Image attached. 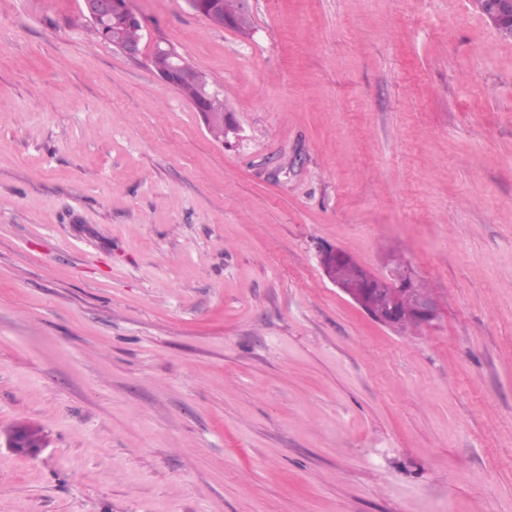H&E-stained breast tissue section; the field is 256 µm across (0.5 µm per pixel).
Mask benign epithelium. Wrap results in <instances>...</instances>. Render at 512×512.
I'll return each mask as SVG.
<instances>
[{
	"instance_id": "benign-epithelium-1",
	"label": "benign epithelium",
	"mask_w": 512,
	"mask_h": 512,
	"mask_svg": "<svg viewBox=\"0 0 512 512\" xmlns=\"http://www.w3.org/2000/svg\"><path fill=\"white\" fill-rule=\"evenodd\" d=\"M476 2L482 14L495 29H512V0H476ZM83 9L90 21L95 24L109 17L116 25L142 23L141 17L135 11L123 7L120 0H83ZM112 46L131 58H136L142 53L141 43L128 42L118 35L113 37ZM154 53L172 61L171 68L160 72L159 77L173 88L177 89L185 83L196 82L197 70L173 46L157 42L154 45ZM338 261L351 262L357 275L367 283L368 288L365 294L368 302L379 304V307L370 314L375 321L394 328L398 326L402 318L407 316L413 317L425 325L431 324L437 318L438 304L436 298L431 294L414 296L410 308L405 312L398 308L394 296L401 289L408 287L406 279L396 278L390 281L380 278L349 254L335 247H328L323 251L320 264L325 270L327 266Z\"/></svg>"
}]
</instances>
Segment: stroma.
Masks as SVG:
<instances>
[{"mask_svg":"<svg viewBox=\"0 0 512 512\" xmlns=\"http://www.w3.org/2000/svg\"><path fill=\"white\" fill-rule=\"evenodd\" d=\"M131 3L136 58L0 0V512H512V40L474 0ZM329 246L437 319L377 323ZM241 13H248L247 0L241 1ZM215 19L221 26H228L243 35H246L253 25L250 13L244 16L240 15V0H222L220 12ZM244 29H246V33L243 31ZM153 52L155 55L151 56L150 62L154 69L161 70L168 67L170 65V61L168 59L173 62L171 68L168 70L162 72L156 71V73L174 89L178 90V88L185 83L196 82V74L198 71L188 63L173 46L167 43L157 42L154 45ZM198 91L200 99L197 100V102H194L193 100L197 98ZM198 91L194 85L188 84L183 85L178 90L184 98L191 101L197 112H204V110L205 113L209 112V115L206 113V122L218 137L224 130V137H222L221 141L224 142V144H227L229 134L234 133L235 127L233 123L228 121H225L224 126V112L227 110L224 106V98L219 94L209 98L211 95L219 93V89L211 86L210 84L209 86L199 85ZM206 98L208 99L203 105V100Z\"/></svg>","mask_w":512,"mask_h":512,"instance_id":"1","label":"stroma"}]
</instances>
